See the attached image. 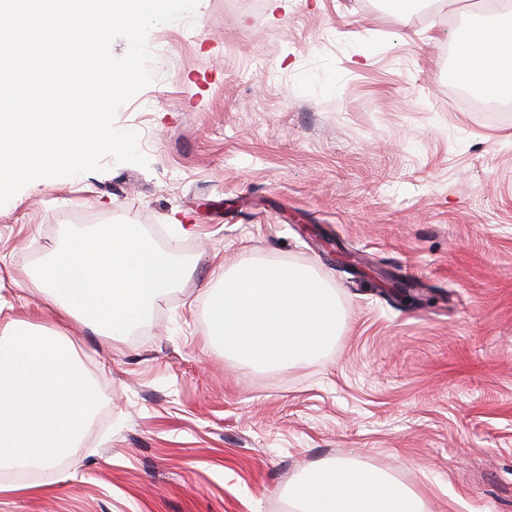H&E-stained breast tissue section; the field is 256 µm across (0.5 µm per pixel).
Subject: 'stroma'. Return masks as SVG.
Wrapping results in <instances>:
<instances>
[{"label":"stroma","mask_w":512,"mask_h":512,"mask_svg":"<svg viewBox=\"0 0 512 512\" xmlns=\"http://www.w3.org/2000/svg\"><path fill=\"white\" fill-rule=\"evenodd\" d=\"M484 0H198L147 35L114 125L147 166L43 178L0 206V330L69 340L107 408L0 512H286L327 462L389 473L425 512H512V111L444 77ZM143 225L192 270L114 340L30 281L66 228ZM185 224L189 234L177 232ZM310 270L334 346L255 369L209 340L220 269Z\"/></svg>","instance_id":"1"}]
</instances>
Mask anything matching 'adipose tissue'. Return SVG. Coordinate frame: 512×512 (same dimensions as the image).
Listing matches in <instances>:
<instances>
[{
	"label": "adipose tissue",
	"instance_id": "ef3b65f1",
	"mask_svg": "<svg viewBox=\"0 0 512 512\" xmlns=\"http://www.w3.org/2000/svg\"><path fill=\"white\" fill-rule=\"evenodd\" d=\"M467 83L488 97L512 85V14L469 29L459 43ZM292 512H424L422 500L388 475L339 461L311 472L288 495Z\"/></svg>",
	"mask_w": 512,
	"mask_h": 512
}]
</instances>
